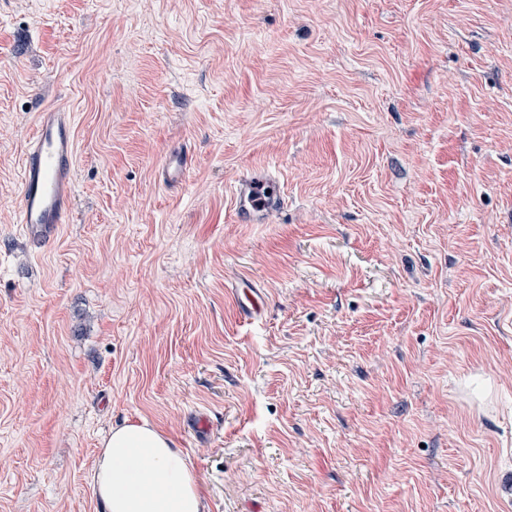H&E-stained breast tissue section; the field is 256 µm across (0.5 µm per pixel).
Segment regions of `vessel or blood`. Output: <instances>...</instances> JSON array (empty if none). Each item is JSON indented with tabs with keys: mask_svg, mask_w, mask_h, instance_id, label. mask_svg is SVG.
Segmentation results:
<instances>
[{
	"mask_svg": "<svg viewBox=\"0 0 512 512\" xmlns=\"http://www.w3.org/2000/svg\"><path fill=\"white\" fill-rule=\"evenodd\" d=\"M75 126L72 112L47 105L39 113L20 168V222L31 243L54 236L74 210ZM192 165L188 150L166 158L157 175L168 185L185 180ZM240 222L257 224L279 213L284 197L272 181L242 179L234 192Z\"/></svg>",
	"mask_w": 512,
	"mask_h": 512,
	"instance_id": "b4317fda",
	"label": "vessel or blood"
}]
</instances>
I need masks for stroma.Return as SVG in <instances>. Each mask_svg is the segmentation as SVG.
Masks as SVG:
<instances>
[{
	"instance_id": "obj_1",
	"label": "stroma",
	"mask_w": 512,
	"mask_h": 512,
	"mask_svg": "<svg viewBox=\"0 0 512 512\" xmlns=\"http://www.w3.org/2000/svg\"><path fill=\"white\" fill-rule=\"evenodd\" d=\"M262 170L287 207L240 223ZM141 422L206 512H512V0H0V512H102ZM74 115L54 104L38 114L20 168V224L40 244L71 220L74 201ZM192 165V157L187 149L172 155L162 162L157 172L159 180L168 185L182 183Z\"/></svg>"
}]
</instances>
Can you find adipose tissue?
Returning <instances> with one entry per match:
<instances>
[{
    "label": "adipose tissue",
    "mask_w": 512,
    "mask_h": 512,
    "mask_svg": "<svg viewBox=\"0 0 512 512\" xmlns=\"http://www.w3.org/2000/svg\"><path fill=\"white\" fill-rule=\"evenodd\" d=\"M103 512H204L197 477L148 423L113 429L91 474Z\"/></svg>",
    "instance_id": "ef3b65f1"
}]
</instances>
